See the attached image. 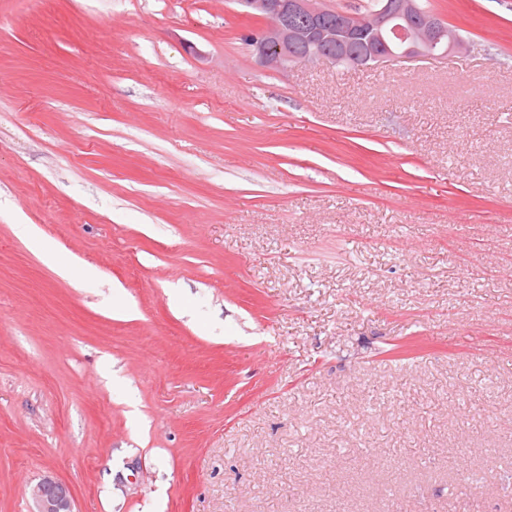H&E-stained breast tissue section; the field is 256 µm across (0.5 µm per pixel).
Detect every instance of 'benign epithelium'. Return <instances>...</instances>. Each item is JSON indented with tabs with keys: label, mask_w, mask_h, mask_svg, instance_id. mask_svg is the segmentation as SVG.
<instances>
[{
	"label": "benign epithelium",
	"mask_w": 512,
	"mask_h": 512,
	"mask_svg": "<svg viewBox=\"0 0 512 512\" xmlns=\"http://www.w3.org/2000/svg\"><path fill=\"white\" fill-rule=\"evenodd\" d=\"M246 16L264 21L256 39L258 63L270 71L296 66L335 64L361 38L367 52L360 63L375 66L397 58L449 56L466 40L458 28L435 15H421L416 0H382L374 16L343 13L344 19L327 20L323 0H239ZM336 49L338 54L330 53ZM31 512H73L72 495L57 479L47 477L31 490Z\"/></svg>",
	"instance_id": "7a95c632"
}]
</instances>
